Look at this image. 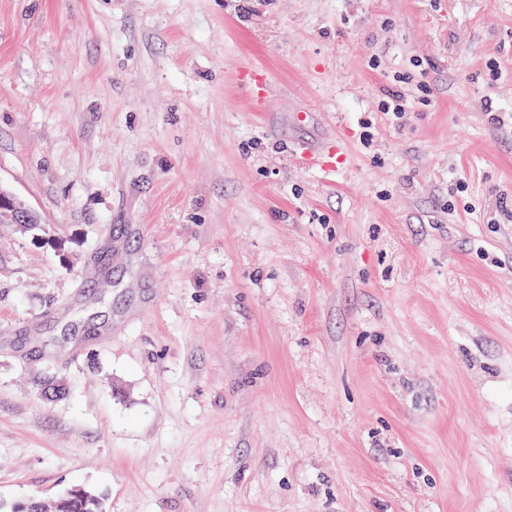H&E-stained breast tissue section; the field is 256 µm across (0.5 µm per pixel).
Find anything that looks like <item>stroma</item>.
<instances>
[{"instance_id":"stroma-1","label":"stroma","mask_w":512,"mask_h":512,"mask_svg":"<svg viewBox=\"0 0 512 512\" xmlns=\"http://www.w3.org/2000/svg\"><path fill=\"white\" fill-rule=\"evenodd\" d=\"M0 185V502L512 512V0H0ZM4 213L11 217L12 224H17L24 229L35 227L36 223L31 221L33 211L26 208L11 192L4 190L0 185V219Z\"/></svg>"}]
</instances>
